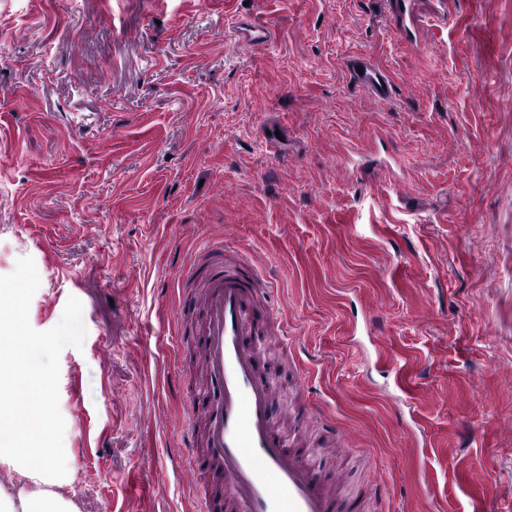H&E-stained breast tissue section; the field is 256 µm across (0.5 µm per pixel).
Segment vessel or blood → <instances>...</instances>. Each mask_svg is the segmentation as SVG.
<instances>
[{"instance_id": "1", "label": "vessel or blood", "mask_w": 512, "mask_h": 512, "mask_svg": "<svg viewBox=\"0 0 512 512\" xmlns=\"http://www.w3.org/2000/svg\"><path fill=\"white\" fill-rule=\"evenodd\" d=\"M231 33L254 47L271 40L270 30L251 20L234 22ZM346 67L364 92L389 99L388 75L370 57H350ZM199 254L192 274L202 288L184 302L200 309L209 392L186 406L184 479L192 484L210 472L209 497L228 512H334L342 483L317 468L316 459L335 446V434L299 451L271 413L274 388L259 368L252 338L259 323L276 327L280 321L277 310L256 296L255 263L244 254L225 263L220 227L201 242Z\"/></svg>"}]
</instances>
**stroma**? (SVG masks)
<instances>
[{"mask_svg": "<svg viewBox=\"0 0 512 512\" xmlns=\"http://www.w3.org/2000/svg\"><path fill=\"white\" fill-rule=\"evenodd\" d=\"M418 10L408 39L389 0H0V275L34 260L36 330L83 306L54 487L78 512L206 496L179 471L204 378L178 303L220 224L292 342L259 354L276 416L357 448L320 461L339 512L512 505V0ZM245 18L269 46L225 38ZM358 54L391 101L350 81ZM355 140L375 149L356 167ZM357 67H362L359 74ZM346 68L356 85L374 99L384 102L390 98L391 82L387 73L367 55L352 56L347 60Z\"/></svg>", "mask_w": 512, "mask_h": 512, "instance_id": "35a3bbf8", "label": "stroma"}]
</instances>
